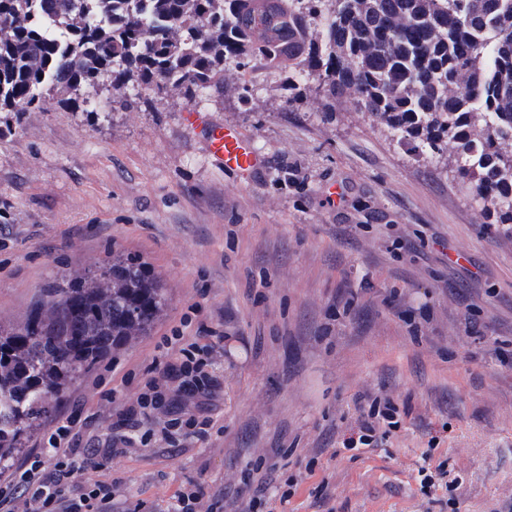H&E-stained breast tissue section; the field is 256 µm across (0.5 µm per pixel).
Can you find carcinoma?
Listing matches in <instances>:
<instances>
[{
  "label": "carcinoma",
  "mask_w": 512,
  "mask_h": 512,
  "mask_svg": "<svg viewBox=\"0 0 512 512\" xmlns=\"http://www.w3.org/2000/svg\"><path fill=\"white\" fill-rule=\"evenodd\" d=\"M0 113L20 122L53 95L101 86L194 100L235 75L288 79L292 107L352 100L418 156L455 154L458 182L512 224V0H0ZM55 282L26 320L0 325V469L112 349L147 335L165 289L134 256Z\"/></svg>",
  "instance_id": "1"
}]
</instances>
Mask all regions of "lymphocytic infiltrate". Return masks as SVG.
Instances as JSON below:
<instances>
[{"instance_id": "lymphocytic-infiltrate-1", "label": "lymphocytic infiltrate", "mask_w": 512, "mask_h": 512, "mask_svg": "<svg viewBox=\"0 0 512 512\" xmlns=\"http://www.w3.org/2000/svg\"><path fill=\"white\" fill-rule=\"evenodd\" d=\"M191 322L190 316H183L179 326L157 342L151 377L135 402L121 412L112 436L105 442V451L94 452L87 458V468L106 469L113 455L126 448L137 445L146 448L159 441L174 445L181 439L202 435L203 423L196 412L209 400L211 382L201 377L200 372L211 365V356L216 344L223 341L224 332L209 329L207 339L203 340L189 334ZM173 381L177 382L179 392L195 398V407L191 410L173 407L160 428L150 427L151 411L166 402V386ZM94 420L91 413L82 417L69 414L57 419L44 435L38 450L19 463L0 488V512H89L93 507L98 512H106L119 497V481H94L88 492L76 500L65 495V486L74 473L73 454L80 432ZM380 422L387 428H398L400 413L390 399L375 397L369 399L368 411L358 431L344 440V448L370 447ZM49 461L55 469L51 477L45 473V464Z\"/></svg>"}]
</instances>
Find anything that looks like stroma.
Returning <instances> with one entry per match:
<instances>
[{
    "label": "stroma",
    "mask_w": 512,
    "mask_h": 512,
    "mask_svg": "<svg viewBox=\"0 0 512 512\" xmlns=\"http://www.w3.org/2000/svg\"><path fill=\"white\" fill-rule=\"evenodd\" d=\"M109 98L92 112L50 99L0 122V322H22L53 278L121 254L168 294L149 335L114 348L60 407L98 415L69 493L96 479L86 454L116 421L99 378L133 400L189 313L227 335L212 425L113 459L128 506L167 512L199 479L232 497L263 458L278 464L257 474L268 493L314 467L274 512H512V226L467 197L447 158H414L350 101L287 108L266 77L247 110L228 92ZM209 125L242 132L258 167L225 168ZM373 395L398 406L400 428L342 449ZM424 467L445 481L422 491Z\"/></svg>",
    "instance_id": "obj_1"
}]
</instances>
